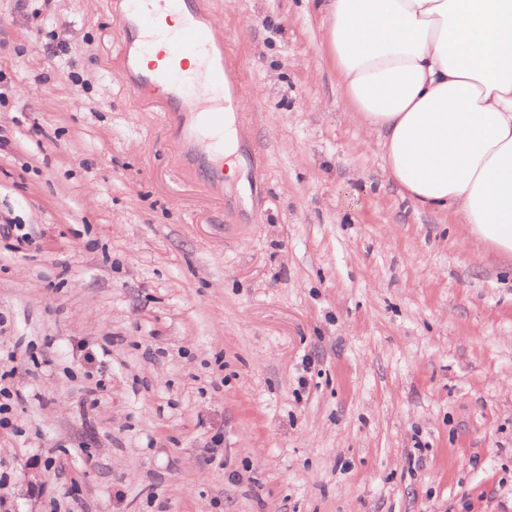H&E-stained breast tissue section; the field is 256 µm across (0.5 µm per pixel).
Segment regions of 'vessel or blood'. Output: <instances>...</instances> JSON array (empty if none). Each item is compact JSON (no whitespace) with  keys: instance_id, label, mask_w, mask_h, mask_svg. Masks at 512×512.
<instances>
[{"instance_id":"b4317fda","label":"vessel or blood","mask_w":512,"mask_h":512,"mask_svg":"<svg viewBox=\"0 0 512 512\" xmlns=\"http://www.w3.org/2000/svg\"><path fill=\"white\" fill-rule=\"evenodd\" d=\"M120 36L121 82L136 101L164 112L183 166L224 191V124L245 122L243 81L206 0H108ZM179 16L178 31L168 28ZM201 62L187 69L188 58Z\"/></svg>"}]
</instances>
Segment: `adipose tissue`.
Here are the masks:
<instances>
[{"label":"adipose tissue","instance_id":"ef3b65f1","mask_svg":"<svg viewBox=\"0 0 512 512\" xmlns=\"http://www.w3.org/2000/svg\"><path fill=\"white\" fill-rule=\"evenodd\" d=\"M317 11L388 177L512 258V0H317Z\"/></svg>","mask_w":512,"mask_h":512}]
</instances>
